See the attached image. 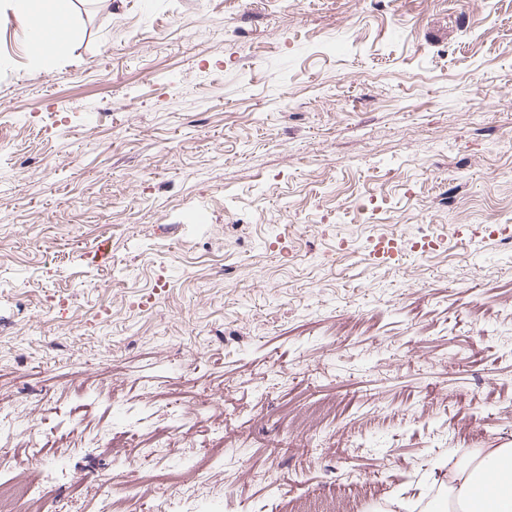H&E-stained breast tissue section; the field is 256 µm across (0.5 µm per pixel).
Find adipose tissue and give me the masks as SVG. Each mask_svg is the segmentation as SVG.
Segmentation results:
<instances>
[{"label":"adipose tissue","instance_id":"adipose-tissue-1","mask_svg":"<svg viewBox=\"0 0 512 512\" xmlns=\"http://www.w3.org/2000/svg\"><path fill=\"white\" fill-rule=\"evenodd\" d=\"M494 485L489 497L479 483ZM449 512H512V448H483L459 463L448 478Z\"/></svg>","mask_w":512,"mask_h":512}]
</instances>
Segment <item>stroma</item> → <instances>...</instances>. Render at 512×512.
I'll list each match as a JSON object with an SVG mask.
<instances>
[{"label":"stroma","instance_id":"35a3bbf8","mask_svg":"<svg viewBox=\"0 0 512 512\" xmlns=\"http://www.w3.org/2000/svg\"><path fill=\"white\" fill-rule=\"evenodd\" d=\"M79 2L38 68L0 0V306L31 317L0 475L66 462L58 512H138L101 440L177 470L218 425L212 512H414L512 447V0Z\"/></svg>","mask_w":512,"mask_h":512}]
</instances>
